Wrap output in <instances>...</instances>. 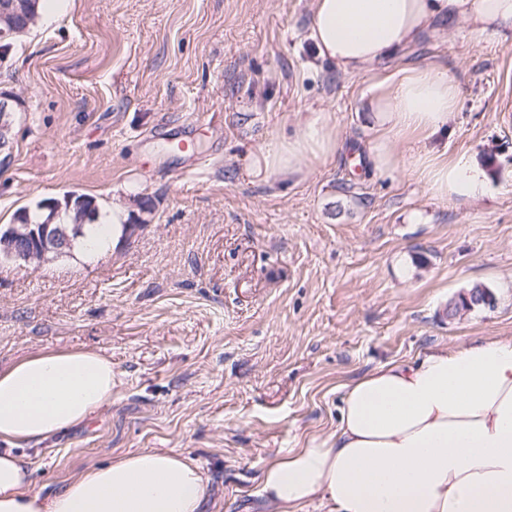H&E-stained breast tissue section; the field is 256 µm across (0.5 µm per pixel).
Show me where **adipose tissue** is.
Returning <instances> with one entry per match:
<instances>
[{
  "label": "adipose tissue",
  "mask_w": 512,
  "mask_h": 512,
  "mask_svg": "<svg viewBox=\"0 0 512 512\" xmlns=\"http://www.w3.org/2000/svg\"><path fill=\"white\" fill-rule=\"evenodd\" d=\"M465 23L474 45L512 38V0H313L317 55L355 75L386 63L439 22ZM458 87L430 62L379 79L366 121L367 168L405 169L433 198L474 199L488 175L468 153L430 148L455 119ZM327 113H299L293 135L253 156L250 173L302 180L307 159L343 149ZM112 361L90 350L48 351L0 369V512H201L200 467L174 451L144 450L92 466L61 490L30 489L18 448L86 421L112 399ZM260 494L273 512H512V338L434 348L388 362L345 387L336 429L268 462Z\"/></svg>",
  "instance_id": "adipose-tissue-1"
}]
</instances>
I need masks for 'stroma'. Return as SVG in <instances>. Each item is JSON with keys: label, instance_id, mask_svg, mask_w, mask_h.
<instances>
[{"label": "stroma", "instance_id": "stroma-1", "mask_svg": "<svg viewBox=\"0 0 512 512\" xmlns=\"http://www.w3.org/2000/svg\"><path fill=\"white\" fill-rule=\"evenodd\" d=\"M312 0H59L15 43L0 225L74 192L127 205L99 254L0 264V367L38 352L112 360V400L24 448L32 491L148 449L206 472L203 512H265L263 466L336 428L344 384L388 361L512 338V42L463 25L405 47L459 89L441 145L487 160L492 189L432 198L414 176L354 168L372 136L369 73L316 58ZM329 113L348 144L302 181L252 155ZM484 284L494 303L448 315Z\"/></svg>", "mask_w": 512, "mask_h": 512}]
</instances>
